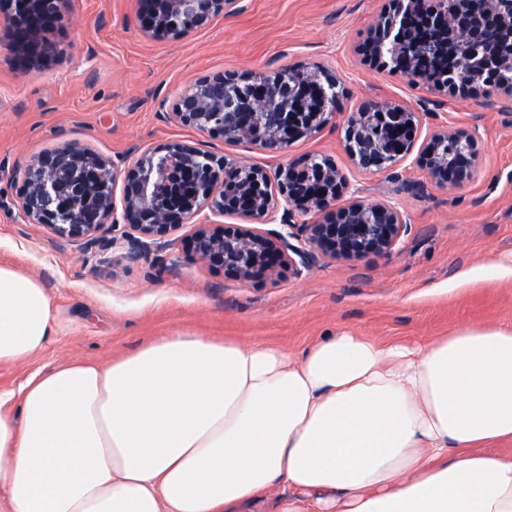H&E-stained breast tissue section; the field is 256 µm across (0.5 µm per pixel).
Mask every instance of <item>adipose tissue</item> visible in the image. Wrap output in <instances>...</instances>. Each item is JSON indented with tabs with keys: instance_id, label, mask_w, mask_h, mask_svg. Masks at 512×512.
<instances>
[{
	"instance_id": "adipose-tissue-1",
	"label": "adipose tissue",
	"mask_w": 512,
	"mask_h": 512,
	"mask_svg": "<svg viewBox=\"0 0 512 512\" xmlns=\"http://www.w3.org/2000/svg\"><path fill=\"white\" fill-rule=\"evenodd\" d=\"M44 285L0 265V365L55 333ZM19 402V413L10 405ZM512 324L427 344L350 331L299 354L162 336L0 390L5 512H512Z\"/></svg>"
}]
</instances>
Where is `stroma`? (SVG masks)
<instances>
[{
	"label": "stroma",
	"mask_w": 512,
	"mask_h": 512,
	"mask_svg": "<svg viewBox=\"0 0 512 512\" xmlns=\"http://www.w3.org/2000/svg\"><path fill=\"white\" fill-rule=\"evenodd\" d=\"M382 6L240 0L237 13L173 41L143 33L138 0H68L45 32L60 55L32 75L5 43L10 17L0 13V264L39 279L57 319L44 351L0 365V387L69 361L107 363L161 336L270 343L296 354L338 330L426 343L466 324L512 323V104L499 92L454 98L363 61L357 47ZM288 67L328 71L343 95L339 117L285 153L228 143L172 118L196 78ZM368 98L413 107L417 139L444 124L472 134L474 180L413 196L405 184L427 179L414 159L390 173L357 169L344 148L342 117ZM64 141L89 146L119 172L173 141L237 157L270 176L319 153L347 176L356 199L398 206L411 230L391 253L324 258L299 278L244 281L184 257L166 271L149 260L108 267L47 226L24 223L19 211L23 169Z\"/></svg>",
	"instance_id": "35a3bbf8"
}]
</instances>
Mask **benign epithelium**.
Here are the masks:
<instances>
[{
    "mask_svg": "<svg viewBox=\"0 0 512 512\" xmlns=\"http://www.w3.org/2000/svg\"><path fill=\"white\" fill-rule=\"evenodd\" d=\"M236 0H139L143 30L179 40L189 31L204 30ZM491 19L507 18L494 38L487 23L475 26L471 0H386L380 16L358 47L363 60L387 67L383 47L392 42L405 77L428 84L435 66L447 78L444 89L464 97L480 93L472 82L474 69H496L512 61V0H488ZM13 16L10 46L37 60L58 56L57 46L42 38L45 28L61 18L67 0H0ZM337 79L313 71L278 70L249 75L224 71L199 77L181 94L173 118L229 143H250L271 154L324 129L335 113L321 104L325 86ZM418 113L387 100L366 99L343 122L344 147L362 171L386 172L416 155L429 183L453 189L470 182L478 167L472 136L447 125L431 129L416 145ZM201 150L172 142L161 154H145L123 172L77 142L61 143L26 166L20 211L27 224H45L64 241L85 252L104 254L116 247L120 259L138 262L149 256L167 265L165 253L175 249L171 236L207 210L239 215L248 224H199L183 241L184 251L215 271L249 281L261 274L286 270L296 278L321 259L362 260L392 252L411 224L397 206L387 202L349 200L350 184L329 159L306 155L280 167L271 182L259 167L233 157H211L206 168L197 163ZM122 182L123 219L130 232L108 236L114 210L113 191ZM288 207L281 230L265 233L251 222L267 221L277 212V199ZM323 215L315 224H295L293 210Z\"/></svg>",
    "mask_w": 512,
    "mask_h": 512,
    "instance_id": "1",
    "label": "benign epithelium"
}]
</instances>
